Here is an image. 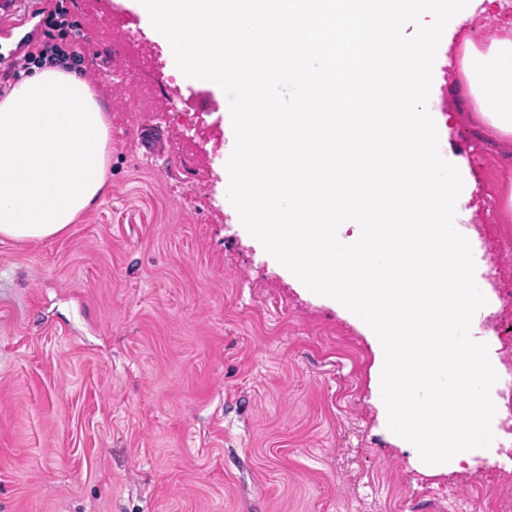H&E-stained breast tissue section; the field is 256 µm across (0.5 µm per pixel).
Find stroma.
Returning a JSON list of instances; mask_svg holds the SVG:
<instances>
[{"label": "stroma", "instance_id": "1", "mask_svg": "<svg viewBox=\"0 0 512 512\" xmlns=\"http://www.w3.org/2000/svg\"><path fill=\"white\" fill-rule=\"evenodd\" d=\"M63 4L112 125L109 189L63 236L0 240V512H355L362 477L381 512H443L381 422L361 330L244 238L237 86L178 78L127 0ZM116 12L151 47L131 73ZM463 38L434 50L432 95L483 224L512 146L462 100ZM185 112L221 130L210 161L183 154Z\"/></svg>", "mask_w": 512, "mask_h": 512}]
</instances>
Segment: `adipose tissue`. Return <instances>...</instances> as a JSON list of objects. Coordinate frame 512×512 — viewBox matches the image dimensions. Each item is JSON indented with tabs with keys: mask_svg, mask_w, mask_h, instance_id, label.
<instances>
[{
	"mask_svg": "<svg viewBox=\"0 0 512 512\" xmlns=\"http://www.w3.org/2000/svg\"><path fill=\"white\" fill-rule=\"evenodd\" d=\"M181 76L222 79L276 98L279 112L241 122L239 160L257 220L248 237L289 272L306 270L321 296L359 319L374 352L383 420L419 465L440 474L507 461L498 445L495 387L503 368L478 327L485 307L465 226L468 179L442 141L429 74L437 26L503 0H133ZM421 21L407 33L406 19ZM289 23L302 52L263 46ZM195 52H181L183 35ZM469 106L512 141V22L486 49L466 43ZM110 124L77 73L43 68L0 99V239L64 234L108 190ZM281 152L269 157L267 148ZM458 221L448 224V214ZM350 245L336 247L337 237Z\"/></svg>",
	"mask_w": 512,
	"mask_h": 512,
	"instance_id": "ef3b65f1",
	"label": "adipose tissue"
}]
</instances>
